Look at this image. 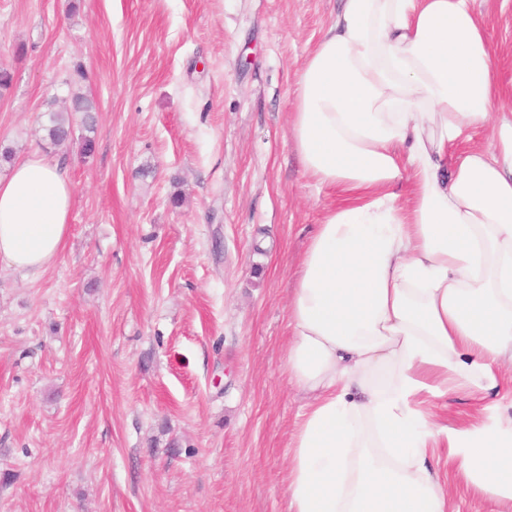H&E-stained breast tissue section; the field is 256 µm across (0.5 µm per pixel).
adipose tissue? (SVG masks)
Instances as JSON below:
<instances>
[{"mask_svg": "<svg viewBox=\"0 0 512 512\" xmlns=\"http://www.w3.org/2000/svg\"><path fill=\"white\" fill-rule=\"evenodd\" d=\"M475 3L342 0L298 74L302 167L349 200L324 214L288 299L285 370L307 397L289 512H457L452 477L512 512V109ZM71 207L59 161H17L0 179V269L38 278ZM460 393L494 402L435 421Z\"/></svg>", "mask_w": 512, "mask_h": 512, "instance_id": "obj_1", "label": "adipose tissue"}]
</instances>
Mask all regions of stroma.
I'll use <instances>...</instances> for the list:
<instances>
[{
    "label": "stroma",
    "instance_id": "1",
    "mask_svg": "<svg viewBox=\"0 0 512 512\" xmlns=\"http://www.w3.org/2000/svg\"><path fill=\"white\" fill-rule=\"evenodd\" d=\"M512 106V0H476ZM341 0H0V149L68 169L62 250L0 275V512H288L297 75ZM97 106L42 127L74 64ZM93 112H97L94 101L83 95H74L71 108L51 110L48 123L44 126V138L53 145H61L69 140L73 129L74 114L81 113L82 124L89 133L95 132L96 120Z\"/></svg>",
    "mask_w": 512,
    "mask_h": 512
}]
</instances>
